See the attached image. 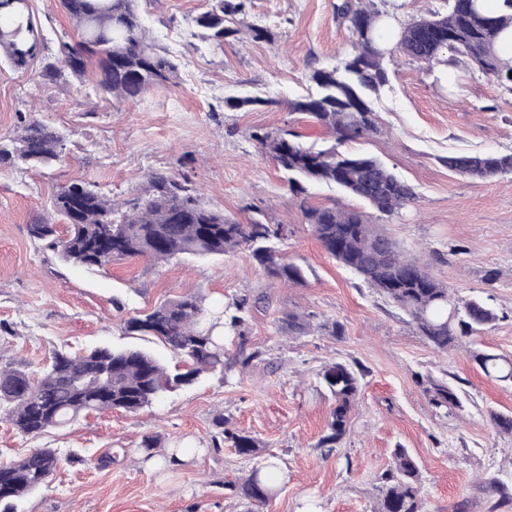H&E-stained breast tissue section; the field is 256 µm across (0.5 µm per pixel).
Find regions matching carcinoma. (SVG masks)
<instances>
[{"instance_id":"cac0c4a2","label":"carcinoma","mask_w":512,"mask_h":512,"mask_svg":"<svg viewBox=\"0 0 512 512\" xmlns=\"http://www.w3.org/2000/svg\"><path fill=\"white\" fill-rule=\"evenodd\" d=\"M141 0H61L77 27L80 41H60L48 52L29 4L0 0V58L22 68L38 61L44 76L66 68L80 76L86 56L97 57L96 89L117 102L135 100L149 88L166 84L178 65L155 45L144 25ZM247 0H209L194 17L211 43L224 49V39L237 33L225 25L227 17L245 13ZM336 15L351 31L342 67L314 68L309 78L318 92L289 103V110L306 114L332 134L333 143L308 146L288 130L254 133L252 137L288 174L289 190L299 199L304 223L311 226L323 249L354 271L371 288L403 310L415 328L436 350L446 352L463 338L477 335L497 320L495 310L480 298L461 299L436 280L416 259L399 253L393 240L369 212L398 219L415 203L411 185L376 158L341 152L338 147L378 132L374 112L364 92L378 93L388 84L385 58L394 52L431 66L453 69L464 63L493 78L512 93V66L498 56V47L512 40V0H502L498 13H486L481 0H442V7L394 28L372 0H342ZM20 136L0 143V166L18 163L51 168L62 161L63 136L46 122L17 113ZM448 169L467 178L490 180L512 175V153L451 155ZM326 184L342 189L365 205L314 206L307 202L308 187ZM53 213L64 221L67 235L56 225L38 221L28 225L30 237L47 242L59 258L88 269L140 256L165 262L181 255L224 256L244 246L271 277L303 282L301 268L286 260L276 244L283 239L280 225L252 220L246 224L205 206L194 191L172 174L147 175L137 196L117 202L89 183H72L50 200ZM248 302L237 300L214 312L201 298L186 294L124 322L129 336H152L181 358L183 367L169 369L157 356L138 348H92L81 354L56 351L39 376L0 368V412L24 438H36L91 412L123 411L136 414L166 394L200 376L224 370V334L245 336ZM487 376L512 382V360L488 351L471 352ZM319 376L334 398L327 433L318 447L333 448L346 435L357 404L359 376L348 364L332 363ZM436 409L461 406L445 382L431 380L425 388ZM224 440L237 453L252 456L258 442L250 435L224 429ZM395 465L383 476L374 512H422L419 468L403 448L394 452ZM62 462L52 448H33L0 464V504L14 502L42 488ZM251 473L239 486L242 496L259 508L270 506L278 488L266 469Z\"/></svg>"}]
</instances>
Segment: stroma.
<instances>
[{
    "mask_svg": "<svg viewBox=\"0 0 512 512\" xmlns=\"http://www.w3.org/2000/svg\"><path fill=\"white\" fill-rule=\"evenodd\" d=\"M339 2L251 0L216 50L193 22L207 0H146L150 35L179 69L138 101L106 100L91 68L49 80L40 65L0 62V139L17 137L16 114L29 111L62 133L65 157L49 169L0 168V367L34 374L58 350L131 344L172 366L176 357L159 342L125 335L124 320L188 293L214 308L252 303L246 341L224 338L223 371L140 413H93L34 439L0 413V464L38 447L66 457L15 512H250L234 487L271 455L283 481L268 512H372L399 447L419 465L423 512H512V435L489 419L512 414V383L486 376L469 356L479 349L512 358V175L472 180L445 164L456 154L512 153V94L465 67L456 71L461 92H450L439 68L397 55L372 101L377 134L345 146L379 158L417 192L403 219L381 222L399 252L499 315L491 329L439 352L402 310L322 250L285 176L252 137L289 129L305 144L329 143L288 103L314 92L311 68L340 66L350 32L336 16ZM30 8L49 49L63 36L77 40L58 0H30ZM253 25L271 39H253ZM229 97L263 103L232 110ZM156 170L240 222L281 225L278 248L300 266L303 283L268 278L244 246L216 258L135 257L92 271L30 238L28 224L51 218L59 185L89 181L123 200ZM291 313L305 316L307 332H289ZM327 320L342 335L321 331ZM245 351L253 355L246 366ZM337 361L361 369L360 403L343 440L321 448L334 399L319 373ZM432 378L458 390L461 408L430 406ZM227 427L256 438L259 453L238 455L224 441ZM147 435L160 438L149 460L138 451ZM174 453L181 464L164 465Z\"/></svg>",
    "mask_w": 512,
    "mask_h": 512,
    "instance_id": "1",
    "label": "stroma"
}]
</instances>
